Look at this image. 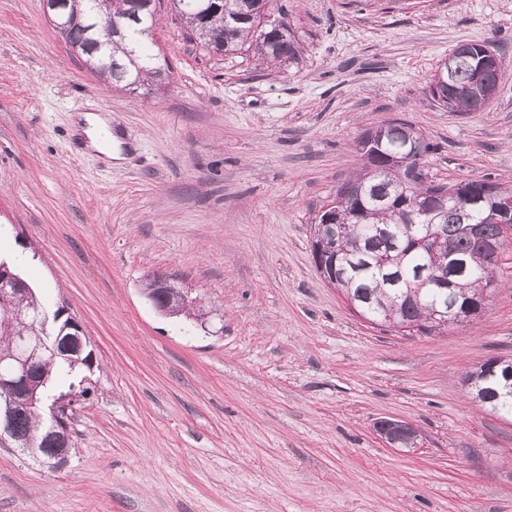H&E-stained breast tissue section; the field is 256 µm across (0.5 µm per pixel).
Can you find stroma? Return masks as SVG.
<instances>
[{"instance_id": "obj_1", "label": "stroma", "mask_w": 512, "mask_h": 512, "mask_svg": "<svg viewBox=\"0 0 512 512\" xmlns=\"http://www.w3.org/2000/svg\"><path fill=\"white\" fill-rule=\"evenodd\" d=\"M153 51L171 79L103 84L42 10L0 0V246L88 339L93 392L66 465L0 447V512H512V416L465 377L512 355V246L477 319L422 335L356 315L318 273L311 226L400 118L442 182L512 186V0H270L292 60L188 39L170 0ZM498 49L486 109L427 85L454 47ZM103 116L118 157L77 133ZM169 277L202 318L166 316ZM391 417L417 432L387 444ZM148 282L149 288L144 289V294L160 312L171 315L186 308L184 295L173 288L167 277L153 275Z\"/></svg>"}]
</instances>
